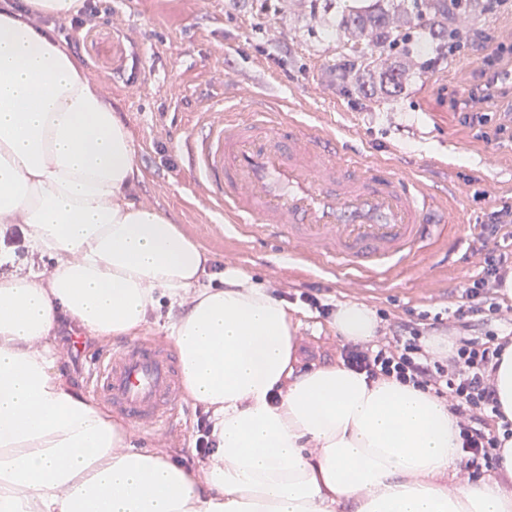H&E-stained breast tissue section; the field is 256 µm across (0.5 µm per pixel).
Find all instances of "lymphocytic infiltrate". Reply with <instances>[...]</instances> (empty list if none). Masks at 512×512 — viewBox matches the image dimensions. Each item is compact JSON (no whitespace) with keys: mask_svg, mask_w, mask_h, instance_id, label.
Wrapping results in <instances>:
<instances>
[{"mask_svg":"<svg viewBox=\"0 0 512 512\" xmlns=\"http://www.w3.org/2000/svg\"><path fill=\"white\" fill-rule=\"evenodd\" d=\"M511 52L501 44L484 58L467 98L459 102L465 125L480 127L487 119L486 113L471 111L472 100L498 108L511 92L500 79L502 61ZM511 275L512 264L505 255L486 253L482 270L464 286L454 323L448 326L451 348L447 355H436L425 345L426 332L444 325L438 315L429 322L387 323V335L377 342L350 341L340 348L343 364L368 380L392 378L441 399L457 419L462 470L472 480L500 468L499 450L504 440L512 438V420L503 413L495 388V374L512 342L491 329L492 323L505 318L499 299ZM474 321L487 325L484 335H469Z\"/></svg>","mask_w":512,"mask_h":512,"instance_id":"f902f5d3","label":"lymphocytic infiltrate"}]
</instances>
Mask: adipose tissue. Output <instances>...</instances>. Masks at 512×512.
I'll use <instances>...</instances> for the list:
<instances>
[{
	"label": "adipose tissue",
	"instance_id": "1",
	"mask_svg": "<svg viewBox=\"0 0 512 512\" xmlns=\"http://www.w3.org/2000/svg\"><path fill=\"white\" fill-rule=\"evenodd\" d=\"M132 134L46 30L0 6V229L24 227L48 272L0 274V512H512L505 479L458 481L457 419L432 394L343 363L296 370L287 303L132 200ZM213 284H206V277ZM185 395L213 452L182 467L131 449L128 425L61 370L58 332L137 336L162 307ZM337 335L370 341L358 302Z\"/></svg>",
	"mask_w": 512,
	"mask_h": 512
}]
</instances>
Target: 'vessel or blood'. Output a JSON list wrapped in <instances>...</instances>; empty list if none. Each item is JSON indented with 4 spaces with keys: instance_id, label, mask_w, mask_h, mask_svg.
Here are the masks:
<instances>
[{
    "instance_id": "obj_1",
    "label": "vessel or blood",
    "mask_w": 512,
    "mask_h": 512,
    "mask_svg": "<svg viewBox=\"0 0 512 512\" xmlns=\"http://www.w3.org/2000/svg\"><path fill=\"white\" fill-rule=\"evenodd\" d=\"M227 98L201 113L181 148L209 203L254 238L326 269L381 278L458 220L455 191L349 156L327 125L311 127L256 100L241 120ZM90 391L141 432L173 428L177 357L149 338L113 346L89 366Z\"/></svg>"
}]
</instances>
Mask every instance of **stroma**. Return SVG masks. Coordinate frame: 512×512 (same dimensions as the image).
<instances>
[{"label": "stroma", "instance_id": "obj_1", "mask_svg": "<svg viewBox=\"0 0 512 512\" xmlns=\"http://www.w3.org/2000/svg\"><path fill=\"white\" fill-rule=\"evenodd\" d=\"M107 21L90 37L70 19L48 18L45 27L98 82L134 138L141 177L134 200L152 206L214 259V270L239 268L276 298L289 301L300 323L298 366L339 361L343 343L330 317L303 303L309 290L321 303L365 304L392 321L423 313L451 315L460 287L481 270L478 239L492 211L512 210V140H492L463 126L455 107L484 56L512 42V8L475 11L462 24L465 44L439 58L426 76L401 90L371 84L345 96L336 87L343 51L333 25L341 0H107ZM256 92L294 105L300 120L331 125L343 147L368 160L390 159L427 181L451 177L460 187L461 225L415 259L381 279H353L252 240L227 226L188 172L179 143L194 131L208 100L222 89ZM64 369L86 391L89 359L111 349L75 331L63 340ZM201 408L184 401L176 431L132 433L136 450L162 451L184 466L196 464Z\"/></svg>", "mask_w": 512, "mask_h": 512}]
</instances>
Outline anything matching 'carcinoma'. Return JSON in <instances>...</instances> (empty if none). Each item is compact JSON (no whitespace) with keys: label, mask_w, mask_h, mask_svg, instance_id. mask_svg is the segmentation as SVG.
I'll list each match as a JSON object with an SVG mask.
<instances>
[{"label":"carcinoma","mask_w":512,"mask_h":512,"mask_svg":"<svg viewBox=\"0 0 512 512\" xmlns=\"http://www.w3.org/2000/svg\"><path fill=\"white\" fill-rule=\"evenodd\" d=\"M358 2L344 0L336 18V37L348 52V60L336 63V72L363 92L367 74L379 73L395 90L409 76L426 73L435 62L433 53L461 46L458 20L480 0H404L396 5L374 0L368 7Z\"/></svg>","instance_id":"1"}]
</instances>
